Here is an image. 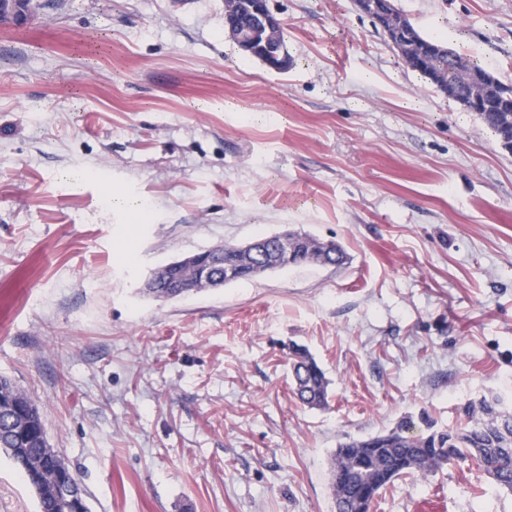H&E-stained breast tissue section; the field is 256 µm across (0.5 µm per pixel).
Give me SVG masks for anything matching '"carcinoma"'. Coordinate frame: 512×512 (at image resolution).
Here are the masks:
<instances>
[{
	"label": "carcinoma",
	"mask_w": 512,
	"mask_h": 512,
	"mask_svg": "<svg viewBox=\"0 0 512 512\" xmlns=\"http://www.w3.org/2000/svg\"><path fill=\"white\" fill-rule=\"evenodd\" d=\"M459 65L464 71L479 73L490 86L501 82L482 66L466 56L451 51V58L421 59L419 74L432 71L448 77V69ZM482 124L494 135L508 121L501 113H476ZM293 256L284 261V253L274 240L267 239L259 266L230 246L217 260L211 272L198 275L189 267L178 265L168 269L165 278L147 293L158 299H174L187 291H201L215 286L224 269L235 270L224 283L249 281L260 273L290 266L316 264L336 267L344 263L342 247L302 233L292 234ZM289 360L293 392L299 402L310 408L323 409L329 404V382L311 353L299 346L290 347ZM458 423L439 428L428 418H421L422 429L410 418L400 419L392 428L362 438H349L339 444L330 458V490L335 512H374L375 504L385 489L395 481L408 477H424L444 466L466 459L476 461L502 491L512 494V412L502 407L501 399L483 396L457 408ZM0 451L15 464L26 459L40 467L39 480H26L36 496L40 512H55L53 486L46 475L55 469H66L63 456L47 440L37 405L10 379L0 377Z\"/></svg>",
	"instance_id": "carcinoma-1"
}]
</instances>
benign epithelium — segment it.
Masks as SVG:
<instances>
[{
    "mask_svg": "<svg viewBox=\"0 0 512 512\" xmlns=\"http://www.w3.org/2000/svg\"><path fill=\"white\" fill-rule=\"evenodd\" d=\"M10 11L6 21L14 26H22L30 19L32 6L28 0H8ZM355 9L370 19L372 24L381 30L395 35L391 41L392 49L400 56L406 66L415 62V54L405 52V28L393 12L391 0H353ZM248 13L253 20V27H241L235 23H227L229 37L238 45L243 53L260 59L269 69L284 72L292 66L291 58L284 45L269 36L282 26L281 21L270 10L268 0H227L225 16L234 18ZM473 91L462 99L464 105L474 112H508L512 114V86L501 85L490 91L482 89L481 77H470ZM56 496L58 503L67 512L81 508L85 496L79 482L64 475L63 471L56 474Z\"/></svg>",
    "mask_w": 512,
    "mask_h": 512,
    "instance_id": "7a95c632",
    "label": "benign epithelium"
}]
</instances>
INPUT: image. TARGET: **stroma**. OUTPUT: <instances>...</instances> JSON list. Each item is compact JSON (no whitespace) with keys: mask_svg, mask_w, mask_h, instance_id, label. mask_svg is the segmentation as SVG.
<instances>
[{"mask_svg":"<svg viewBox=\"0 0 512 512\" xmlns=\"http://www.w3.org/2000/svg\"><path fill=\"white\" fill-rule=\"evenodd\" d=\"M395 4L512 84V0ZM269 5L283 73L237 50L224 0H37L0 26V375L90 512H333L346 438L512 406V153L352 0ZM115 190L148 221L108 207ZM285 231L347 260L142 291L170 261ZM292 343L327 408L293 395ZM0 512H39L3 455ZM375 512H512V494L456 463Z\"/></svg>","mask_w":512,"mask_h":512,"instance_id":"35a3bbf8","label":"stroma"}]
</instances>
